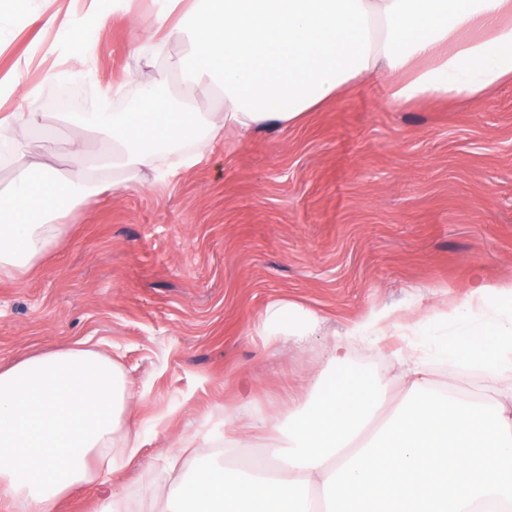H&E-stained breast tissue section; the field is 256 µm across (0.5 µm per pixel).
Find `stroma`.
Segmentation results:
<instances>
[{"label":"stroma","instance_id":"35a3bbf8","mask_svg":"<svg viewBox=\"0 0 512 512\" xmlns=\"http://www.w3.org/2000/svg\"><path fill=\"white\" fill-rule=\"evenodd\" d=\"M152 0L103 21L91 63L100 85L157 70L128 48L152 26ZM58 28L24 26L0 50V110L35 112L59 130L31 154L62 172L73 151L112 144L44 98L80 63L54 49ZM389 81L367 76L296 126L226 131L195 167L169 156L160 176L108 189L60 219L61 234L24 277H0V366L85 341L118 365L136 393L113 434L143 446L108 482L66 498L60 512L161 507L194 460L223 447L232 424L274 426L331 367L334 334L369 312L412 326L466 298L474 278L512 280V84L456 101L395 108ZM322 320L302 348L270 335V304ZM353 347L352 370L389 381L395 352ZM192 456L177 457L181 441Z\"/></svg>","mask_w":512,"mask_h":512}]
</instances>
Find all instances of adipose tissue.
Returning <instances> with one entry per match:
<instances>
[{
  "mask_svg": "<svg viewBox=\"0 0 512 512\" xmlns=\"http://www.w3.org/2000/svg\"><path fill=\"white\" fill-rule=\"evenodd\" d=\"M120 0H90L63 35L61 52L91 56L102 20ZM153 0L157 24L189 46L176 65L165 38L148 34L129 49L148 53L157 79L103 88L75 73L62 96L71 118L122 149L127 179L159 170L169 154L194 166L225 129L294 126L360 78L391 79V102L474 98L512 84V0ZM47 0H0V48L21 22L44 19ZM202 87L219 109L200 112ZM55 137L33 112L0 115V169L24 179L0 191V273L23 276L51 246L55 220L99 190L97 159L74 155L65 175L29 156L9 136ZM385 313L372 312L336 336L331 360L349 347L387 339ZM272 335L302 345L321 328L313 312L269 306ZM399 357L406 393L388 406L370 379L318 378L287 423L270 428L274 461L224 468L196 462L163 512H512V281L475 280L451 311L417 321ZM449 378H437L440 366ZM133 394L112 360L70 347L0 369V512H57L89 484V462L107 460L112 435Z\"/></svg>",
  "mask_w": 512,
  "mask_h": 512,
  "instance_id": "1",
  "label": "adipose tissue"
}]
</instances>
